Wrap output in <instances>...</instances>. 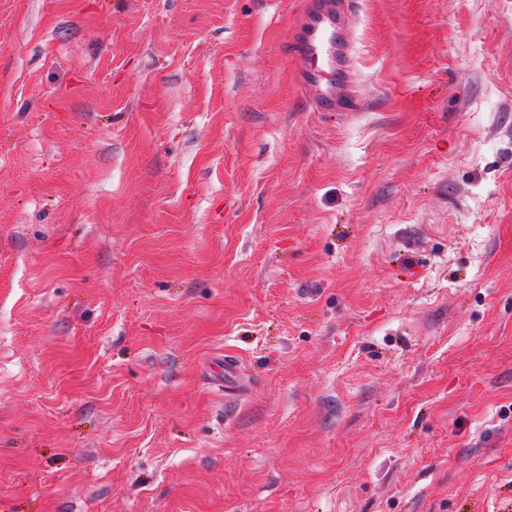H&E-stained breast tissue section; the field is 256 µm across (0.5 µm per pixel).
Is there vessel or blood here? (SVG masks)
<instances>
[{
	"label": "vessel or blood",
	"mask_w": 512,
	"mask_h": 512,
	"mask_svg": "<svg viewBox=\"0 0 512 512\" xmlns=\"http://www.w3.org/2000/svg\"><path fill=\"white\" fill-rule=\"evenodd\" d=\"M298 82L311 112H355L354 22L346 0H308L290 35Z\"/></svg>",
	"instance_id": "vessel-or-blood-1"
}]
</instances>
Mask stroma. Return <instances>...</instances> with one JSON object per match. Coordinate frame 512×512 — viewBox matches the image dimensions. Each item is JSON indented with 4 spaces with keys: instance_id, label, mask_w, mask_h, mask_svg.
I'll list each match as a JSON object with an SVG mask.
<instances>
[{
    "instance_id": "35a3bbf8",
    "label": "stroma",
    "mask_w": 512,
    "mask_h": 512,
    "mask_svg": "<svg viewBox=\"0 0 512 512\" xmlns=\"http://www.w3.org/2000/svg\"><path fill=\"white\" fill-rule=\"evenodd\" d=\"M0 0V512H512V0ZM289 49L310 112H357L354 22L344 0H309Z\"/></svg>"
}]
</instances>
